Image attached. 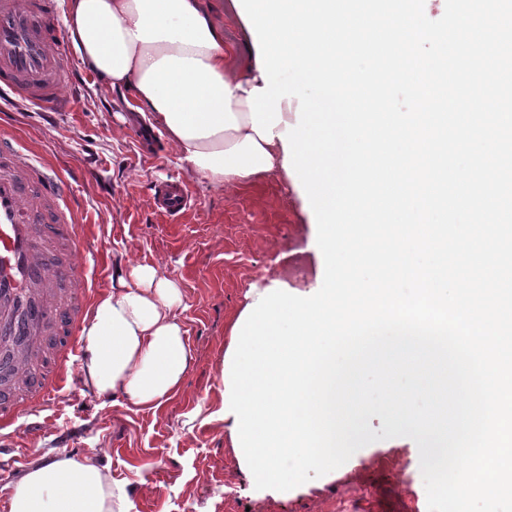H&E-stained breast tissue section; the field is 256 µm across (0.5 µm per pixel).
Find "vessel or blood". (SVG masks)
<instances>
[{
    "label": "vessel or blood",
    "mask_w": 512,
    "mask_h": 512,
    "mask_svg": "<svg viewBox=\"0 0 512 512\" xmlns=\"http://www.w3.org/2000/svg\"><path fill=\"white\" fill-rule=\"evenodd\" d=\"M55 0H0V96L69 112L74 65L53 23ZM188 188H156L153 206L177 218ZM73 178L0 127V443L35 405L48 403L74 366L92 286L95 244L81 230Z\"/></svg>",
    "instance_id": "obj_1"
}]
</instances>
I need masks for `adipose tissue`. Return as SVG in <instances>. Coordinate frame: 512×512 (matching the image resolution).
Here are the masks:
<instances>
[{
    "label": "adipose tissue",
    "mask_w": 512,
    "mask_h": 512,
    "mask_svg": "<svg viewBox=\"0 0 512 512\" xmlns=\"http://www.w3.org/2000/svg\"><path fill=\"white\" fill-rule=\"evenodd\" d=\"M82 66L128 106L150 113L182 168L216 185L237 186L283 172L281 138L260 139L247 97L263 87L256 62L224 66V32L207 0H68L62 20ZM180 291L157 267L120 273L81 328L79 373L99 398L157 409L175 393L191 351ZM126 480L98 451L52 454L11 487L8 512H132Z\"/></svg>",
    "instance_id": "ef3b65f1"
}]
</instances>
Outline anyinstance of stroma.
<instances>
[{
	"label": "stroma",
	"mask_w": 512,
	"mask_h": 512,
	"mask_svg": "<svg viewBox=\"0 0 512 512\" xmlns=\"http://www.w3.org/2000/svg\"><path fill=\"white\" fill-rule=\"evenodd\" d=\"M73 86L74 111L43 116L14 106L5 121L56 169L84 172L74 192L82 229L99 243L90 269L96 290L135 264L158 266L177 284L193 362L155 412L97 398L72 373L24 419L11 450H0V512H8L12 483L41 454L78 457L93 448L129 482L133 512H427L426 502L397 493L392 456L379 446L372 461L346 474L288 491L254 488L221 417V369L251 285L276 279L302 292L318 287L317 227L306 202L275 174L231 188L187 174L160 133L156 151L141 152L120 122L130 110L119 95L80 65ZM168 181L185 183L195 200L174 221L152 204L155 186Z\"/></svg>",
	"instance_id": "1"
}]
</instances>
